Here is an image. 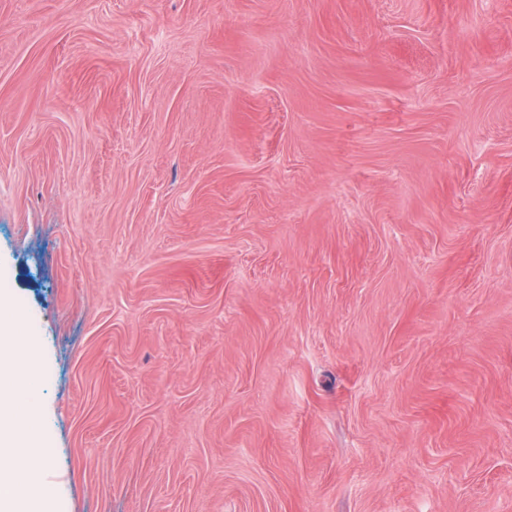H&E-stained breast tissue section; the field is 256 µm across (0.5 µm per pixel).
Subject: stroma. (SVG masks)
Listing matches in <instances>:
<instances>
[{
	"label": "stroma",
	"instance_id": "stroma-1",
	"mask_svg": "<svg viewBox=\"0 0 512 512\" xmlns=\"http://www.w3.org/2000/svg\"><path fill=\"white\" fill-rule=\"evenodd\" d=\"M57 512H512V0H0V293Z\"/></svg>",
	"mask_w": 512,
	"mask_h": 512
}]
</instances>
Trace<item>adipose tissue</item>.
Wrapping results in <instances>:
<instances>
[{"mask_svg": "<svg viewBox=\"0 0 512 512\" xmlns=\"http://www.w3.org/2000/svg\"><path fill=\"white\" fill-rule=\"evenodd\" d=\"M21 324L8 295H0V512H54L53 493L45 488L30 494L19 483L14 458H24L30 480L45 466L35 454L40 434L34 417L36 403L33 366L37 353L21 344Z\"/></svg>", "mask_w": 512, "mask_h": 512, "instance_id": "adipose-tissue-1", "label": "adipose tissue"}]
</instances>
